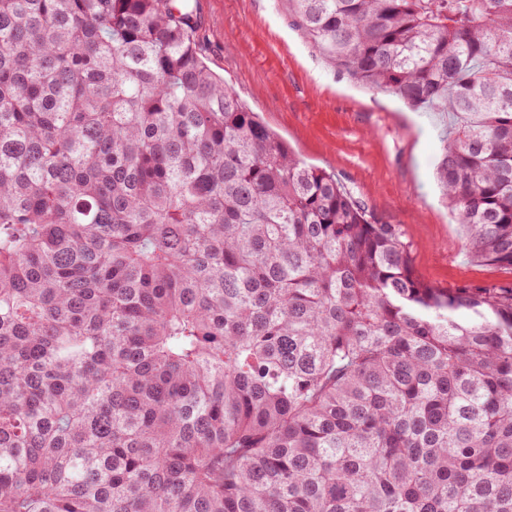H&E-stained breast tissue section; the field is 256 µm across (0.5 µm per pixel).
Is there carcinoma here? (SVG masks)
<instances>
[{
	"mask_svg": "<svg viewBox=\"0 0 512 512\" xmlns=\"http://www.w3.org/2000/svg\"><path fill=\"white\" fill-rule=\"evenodd\" d=\"M453 115L512 269V0H290ZM188 0H0V512H512V288H437L198 53Z\"/></svg>",
	"mask_w": 512,
	"mask_h": 512,
	"instance_id": "1",
	"label": "carcinoma"
}]
</instances>
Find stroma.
Segmentation results:
<instances>
[{"instance_id": "obj_1", "label": "stroma", "mask_w": 512, "mask_h": 512, "mask_svg": "<svg viewBox=\"0 0 512 512\" xmlns=\"http://www.w3.org/2000/svg\"><path fill=\"white\" fill-rule=\"evenodd\" d=\"M209 68L307 163L337 179L412 245L414 271L440 288H512V270L474 259L435 181L439 114L371 91L320 55L288 0H189Z\"/></svg>"}]
</instances>
